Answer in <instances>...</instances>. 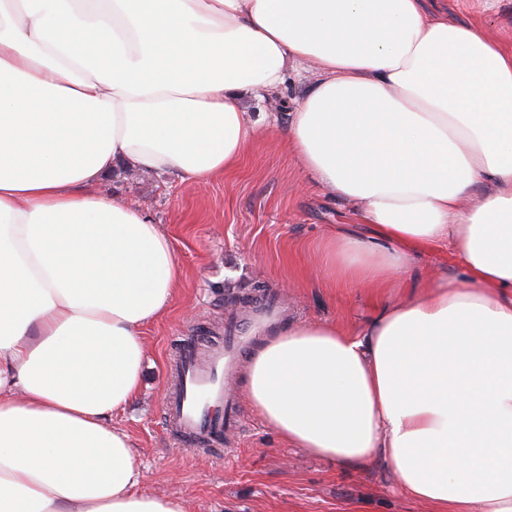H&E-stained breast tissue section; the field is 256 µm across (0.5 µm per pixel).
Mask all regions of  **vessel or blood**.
I'll return each instance as SVG.
<instances>
[{
    "label": "vessel or blood",
    "mask_w": 512,
    "mask_h": 512,
    "mask_svg": "<svg viewBox=\"0 0 512 512\" xmlns=\"http://www.w3.org/2000/svg\"><path fill=\"white\" fill-rule=\"evenodd\" d=\"M278 307L257 314L243 335L225 337L207 356L184 350L177 360V381L165 403V416L180 441L194 448L216 441L225 429L240 426L233 395L224 389L242 351L276 325Z\"/></svg>",
    "instance_id": "vessel-or-blood-1"
}]
</instances>
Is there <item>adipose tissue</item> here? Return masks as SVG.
I'll return each instance as SVG.
<instances>
[{
	"instance_id": "1",
	"label": "adipose tissue",
	"mask_w": 512,
	"mask_h": 512,
	"mask_svg": "<svg viewBox=\"0 0 512 512\" xmlns=\"http://www.w3.org/2000/svg\"><path fill=\"white\" fill-rule=\"evenodd\" d=\"M311 82L282 136L365 237L332 283L388 288L404 244L456 266L353 331L315 322L251 357L290 447L384 462L425 512H512V47L426 0H0V512H185L130 436L144 329L180 271L116 162L223 176L259 137L247 97Z\"/></svg>"
}]
</instances>
